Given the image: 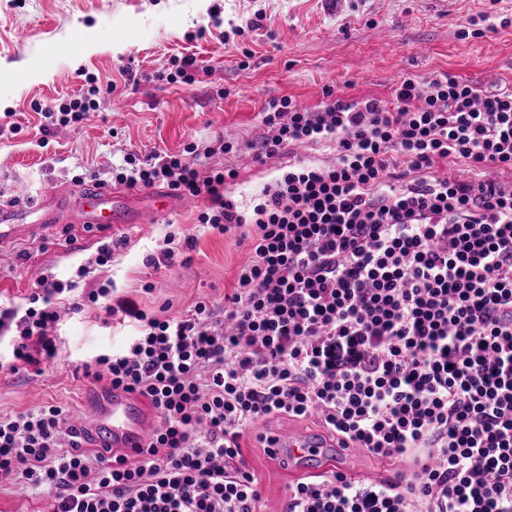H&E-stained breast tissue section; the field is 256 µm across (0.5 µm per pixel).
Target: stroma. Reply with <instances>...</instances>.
<instances>
[{
    "label": "stroma",
    "instance_id": "35a3bbf8",
    "mask_svg": "<svg viewBox=\"0 0 512 512\" xmlns=\"http://www.w3.org/2000/svg\"><path fill=\"white\" fill-rule=\"evenodd\" d=\"M487 15L489 30L462 38L468 18ZM95 52L78 56L82 41ZM192 56L200 67L192 84L160 80L174 59ZM448 73L482 86L512 85V0H0V200L29 207L47 193L70 203L73 177L90 170L112 181L124 154L179 153L190 143L226 137L246 145L267 134L262 113L289 98L309 108L325 89L346 99L392 101L403 78ZM111 96L74 129L44 134L37 107L67 102L88 85ZM122 99L114 109L113 99ZM20 133H10V124ZM287 154L252 163L247 153L227 157L238 176L229 192L249 207L276 176ZM197 209H172L150 224H126L115 238L126 244L107 265L78 271L105 238L96 230H64L41 243L0 255V304L17 306L41 276L73 282L68 297L81 301L57 330L58 354L42 373L0 370V416L61 406L82 412L98 382L84 367L121 349L134 332L85 302L90 289L111 288L113 299L134 301L147 314L172 317L197 299L223 306L245 250L233 238L204 229ZM195 239L191 260L156 268L170 232ZM152 281L156 288L145 293ZM309 419L279 418L244 434L242 452L260 480L262 512H285L295 476L269 459L257 435Z\"/></svg>",
    "mask_w": 512,
    "mask_h": 512
}]
</instances>
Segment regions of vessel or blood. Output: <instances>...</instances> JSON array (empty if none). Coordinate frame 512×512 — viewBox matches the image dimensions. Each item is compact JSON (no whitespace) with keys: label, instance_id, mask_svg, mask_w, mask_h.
Returning <instances> with one entry per match:
<instances>
[{"label":"vessel or blood","instance_id":"obj_1","mask_svg":"<svg viewBox=\"0 0 512 512\" xmlns=\"http://www.w3.org/2000/svg\"><path fill=\"white\" fill-rule=\"evenodd\" d=\"M128 190L97 187L82 191L71 217L72 223L95 226L104 230L119 224H146L164 211L190 206L187 198L157 196L153 206L137 208ZM41 219L36 224L19 223L22 210L12 202L0 203V253L17 245L55 233L60 218L58 198L49 195L35 207ZM88 447L112 451L129 457L138 456L157 429L156 414L150 404L138 395L112 391L102 387L91 391L83 414L72 422ZM275 447L295 462L300 474L313 472L317 462H338L345 450L335 441L320 434L287 428L275 431Z\"/></svg>","mask_w":512,"mask_h":512}]
</instances>
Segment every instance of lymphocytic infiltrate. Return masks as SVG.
<instances>
[{"instance_id": "f902f5d3", "label": "lymphocytic infiltrate", "mask_w": 512, "mask_h": 512, "mask_svg": "<svg viewBox=\"0 0 512 512\" xmlns=\"http://www.w3.org/2000/svg\"><path fill=\"white\" fill-rule=\"evenodd\" d=\"M89 87L49 126L80 125ZM260 162L329 143L335 163L299 159L243 210L227 194L238 151L129 153L112 180L202 200L199 224L246 256L223 306L160 318L112 291L109 315L137 333L85 376L147 400L163 425L127 460L82 450L61 407L0 418V482L53 492V512H259L245 432L315 418L339 443L398 461L379 480L331 469L293 482L286 512H512V87L449 75L407 78L393 104L334 98L315 109L269 102ZM468 177L435 172L445 161ZM42 277L25 308L0 305L12 373L53 360L61 297Z\"/></svg>"}]
</instances>
